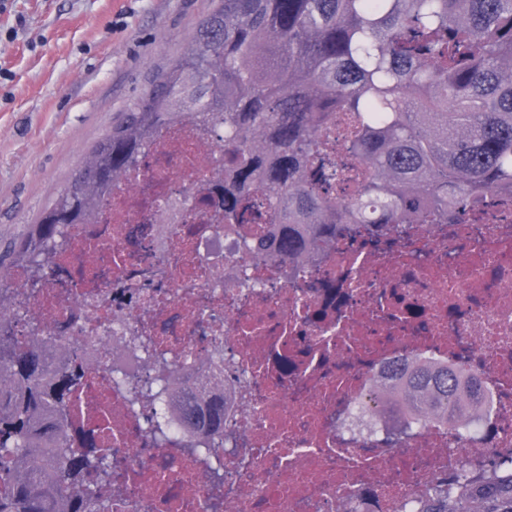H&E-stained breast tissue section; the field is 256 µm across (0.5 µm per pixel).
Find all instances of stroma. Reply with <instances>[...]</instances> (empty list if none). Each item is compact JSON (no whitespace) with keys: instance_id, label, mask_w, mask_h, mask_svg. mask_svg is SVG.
Here are the masks:
<instances>
[{"instance_id":"35a3bbf8","label":"stroma","mask_w":512,"mask_h":512,"mask_svg":"<svg viewBox=\"0 0 512 512\" xmlns=\"http://www.w3.org/2000/svg\"><path fill=\"white\" fill-rule=\"evenodd\" d=\"M212 0H0V254L185 49Z\"/></svg>"}]
</instances>
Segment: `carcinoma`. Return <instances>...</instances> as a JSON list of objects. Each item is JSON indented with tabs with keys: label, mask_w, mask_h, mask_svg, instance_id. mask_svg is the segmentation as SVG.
Instances as JSON below:
<instances>
[{
	"label": "carcinoma",
	"mask_w": 512,
	"mask_h": 512,
	"mask_svg": "<svg viewBox=\"0 0 512 512\" xmlns=\"http://www.w3.org/2000/svg\"><path fill=\"white\" fill-rule=\"evenodd\" d=\"M224 123V221L245 224L253 198L283 207L249 232L251 257L298 271L342 224H446L484 198L512 200V0H215L186 52L87 155L70 183L0 264V512H112L100 438L72 429L87 375L78 349L8 297L33 298L57 275L50 256L95 217L102 192L171 124ZM28 270L24 283L15 271ZM224 381L175 388L171 414L205 438L224 429ZM487 404L460 368L402 359L365 406L420 426L455 429ZM421 512H512V472L439 491Z\"/></svg>",
	"instance_id": "carcinoma-1"
}]
</instances>
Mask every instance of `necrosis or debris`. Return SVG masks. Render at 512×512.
Segmentation results:
<instances>
[{
  "label": "necrosis or debris",
  "mask_w": 512,
  "mask_h": 512,
  "mask_svg": "<svg viewBox=\"0 0 512 512\" xmlns=\"http://www.w3.org/2000/svg\"><path fill=\"white\" fill-rule=\"evenodd\" d=\"M223 145L177 123L73 226L59 278L16 296L91 365L73 416L106 435L112 512H419L429 487L512 469V208L479 224H348L314 266L255 264L200 199ZM400 355L478 377L463 430L363 413ZM218 373L224 432L168 414L177 377Z\"/></svg>",
  "instance_id": "obj_1"
}]
</instances>
